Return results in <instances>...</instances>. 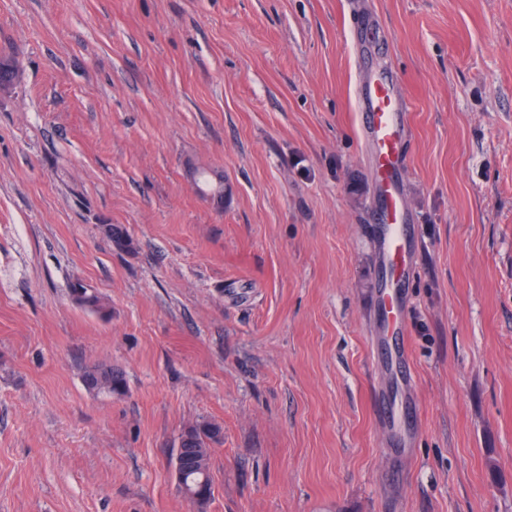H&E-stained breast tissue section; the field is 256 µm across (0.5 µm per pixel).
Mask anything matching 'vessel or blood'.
Segmentation results:
<instances>
[{
	"label": "vessel or blood",
	"mask_w": 512,
	"mask_h": 512,
	"mask_svg": "<svg viewBox=\"0 0 512 512\" xmlns=\"http://www.w3.org/2000/svg\"><path fill=\"white\" fill-rule=\"evenodd\" d=\"M354 99L357 126L373 158L375 178L383 197L377 214L384 271L381 298L384 334L381 344L388 351L391 372L397 380L406 382L411 374L401 368L404 331L400 312L410 263V245L406 236L399 177L405 136L401 111L406 102L393 76L374 68L360 75Z\"/></svg>",
	"instance_id": "b4317fda"
}]
</instances>
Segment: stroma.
Segmentation results:
<instances>
[{"instance_id": "1", "label": "stroma", "mask_w": 512, "mask_h": 512, "mask_svg": "<svg viewBox=\"0 0 512 512\" xmlns=\"http://www.w3.org/2000/svg\"><path fill=\"white\" fill-rule=\"evenodd\" d=\"M368 46L408 107L410 385L375 343ZM1 52L0 512H512V0H0ZM82 380L85 388L96 394L112 396V393H120L125 387L123 373L105 364L86 367ZM221 435L222 429L218 424L203 421L185 427L179 438V448H200V452L206 454L205 464L187 467L183 469L185 474L178 477L181 493L199 504L207 503L213 494L209 461L212 448L220 443Z\"/></svg>"}]
</instances>
